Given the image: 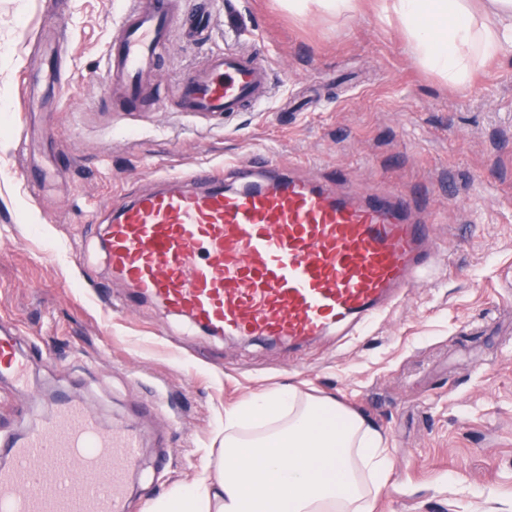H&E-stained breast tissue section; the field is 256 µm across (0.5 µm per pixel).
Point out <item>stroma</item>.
Masks as SVG:
<instances>
[{"label":"stroma","mask_w":512,"mask_h":512,"mask_svg":"<svg viewBox=\"0 0 512 512\" xmlns=\"http://www.w3.org/2000/svg\"><path fill=\"white\" fill-rule=\"evenodd\" d=\"M130 5L0 0V323L30 373L23 390L0 382V440L62 395L104 427L136 423L129 512H149L222 447L225 411L292 385L383 434L395 467L374 512H512V54L459 88L372 0L339 15L212 0L209 37L174 31L156 86L123 112L104 61ZM218 51L260 57L268 96L183 111L173 88ZM207 163L229 187L234 168L259 165L343 195L401 187L434 226L437 268L361 334L297 348L129 299L108 260L113 214Z\"/></svg>","instance_id":"stroma-1"}]
</instances>
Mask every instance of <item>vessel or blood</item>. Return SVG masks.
Returning <instances> with one entry per match:
<instances>
[{"label":"vessel or blood","mask_w":512,"mask_h":512,"mask_svg":"<svg viewBox=\"0 0 512 512\" xmlns=\"http://www.w3.org/2000/svg\"><path fill=\"white\" fill-rule=\"evenodd\" d=\"M212 11L180 0H132L106 59L114 96L133 109L172 28L208 31ZM264 64L235 52L207 56L175 93L185 111L229 114L257 105ZM224 187V167L193 171L192 187L137 197L108 231L113 278L135 296L216 336L295 347L346 334L394 309L434 270L431 226L409 218L400 189L344 197L292 175L258 183L252 170ZM0 378L25 386L28 361L0 327ZM135 431L102 430L82 404L48 405L41 425L0 449V512H127L139 466Z\"/></svg>","instance_id":"obj_1"}]
</instances>
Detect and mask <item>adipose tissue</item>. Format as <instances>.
Wrapping results in <instances>:
<instances>
[{
  "mask_svg": "<svg viewBox=\"0 0 512 512\" xmlns=\"http://www.w3.org/2000/svg\"><path fill=\"white\" fill-rule=\"evenodd\" d=\"M405 28L420 62L465 85L477 63L512 51V0H377ZM393 458L379 432L331 396L291 387L247 397L224 414V446L192 482L150 512H372Z\"/></svg>",
  "mask_w": 512,
  "mask_h": 512,
  "instance_id": "obj_1",
  "label": "adipose tissue"
}]
</instances>
